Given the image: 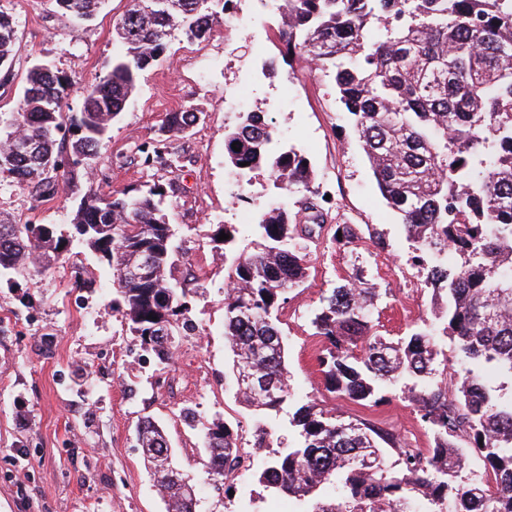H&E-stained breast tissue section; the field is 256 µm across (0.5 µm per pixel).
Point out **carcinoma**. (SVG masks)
Masks as SVG:
<instances>
[{"mask_svg": "<svg viewBox=\"0 0 512 512\" xmlns=\"http://www.w3.org/2000/svg\"><path fill=\"white\" fill-rule=\"evenodd\" d=\"M64 14L91 20L103 0H54ZM145 12L129 0L116 22L126 51L84 88L82 112L67 116L63 100L76 81L46 63L34 64L17 111L0 114V175L47 191L72 189L81 169L68 160L98 157L110 123L137 88L139 74L159 60L175 29L207 38L229 0H168ZM279 40L288 58L332 67L339 101L351 117L378 188L414 243L412 261L447 301L440 327L416 329L396 342L372 324L376 289L355 275L321 295L311 318L324 349L326 391L354 404H377L400 376L413 380L409 398L434 446H401L394 434L346 422L304 403L292 414L299 443L272 458L258 481L306 504L305 512H512V396L490 389L474 369L453 392L424 380L435 371L437 336L453 339L460 357L512 377V0H284ZM13 18L0 12V68L10 65ZM194 110L170 112L167 131L183 133ZM36 139L37 158L14 152L12 137ZM240 151H235L232 144ZM227 162L241 173L263 169L288 196L301 194L298 214L285 207L259 218L263 250L236 257L224 288V336L232 372L246 368L237 394L256 411L291 397L278 312L305 284L308 254L301 239L320 234L329 213L311 189L312 170L294 150L274 146L264 116L248 112L224 133ZM166 191L155 184L136 195L83 196L70 224L0 223V278L46 272L76 246L95 253L111 273L112 310L160 365L172 359L186 295L170 282L174 237ZM357 240L351 224L330 237L338 248ZM457 263L448 266V250ZM155 316L152 321L148 316ZM180 419L204 440V480L224 488L241 466L237 435L220 416L202 422L190 408ZM137 444L166 512H196V497L175 469L165 432L144 417ZM401 468L385 466L387 449ZM492 472L494 491L468 475L467 452ZM339 482L326 500L320 489Z\"/></svg>", "mask_w": 512, "mask_h": 512, "instance_id": "carcinoma-1", "label": "carcinoma"}]
</instances>
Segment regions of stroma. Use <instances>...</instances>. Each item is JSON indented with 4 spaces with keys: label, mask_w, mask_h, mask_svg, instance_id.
Here are the masks:
<instances>
[{
    "label": "stroma",
    "mask_w": 512,
    "mask_h": 512,
    "mask_svg": "<svg viewBox=\"0 0 512 512\" xmlns=\"http://www.w3.org/2000/svg\"><path fill=\"white\" fill-rule=\"evenodd\" d=\"M127 0H104L97 16L77 25L50 0H0L16 22L12 63L0 69V112L16 111L28 70L39 61L77 81L63 101L83 108L82 85L106 74L121 45L115 19ZM275 0H234L228 23L202 41L173 32L158 62L112 121L91 175L72 194L36 192L33 184L0 177V219L14 224L69 223L86 194H137L153 184L167 192L175 230L171 282L186 294L195 329L178 336L172 361L158 368L111 300L106 267L74 248L38 281L0 280V512H165L136 446V425L153 418L176 450L177 464L199 482L197 512H300L296 499L271 493L253 477L274 452L295 444L289 421L313 401L343 416L390 430L399 443L428 448L432 440L401 390L359 406L324 388L323 348L310 316L323 292L362 273L380 293L373 322L391 340L432 320L433 291L410 261L412 244L388 207L336 98L331 73L297 61L285 64ZM196 108L186 133L164 129L167 113ZM263 113L277 141L305 156L324 208L363 237L348 249L309 246L306 284L289 292L279 312L292 397L254 412L228 379L224 282L231 258L258 251L256 217L281 197L264 171L238 174L225 161L224 132L243 113ZM232 225L234 239L217 252L214 237ZM382 233L375 248L367 230ZM208 419L221 415L251 459L234 476L232 494L201 484L203 442L179 418L182 408Z\"/></svg>",
    "instance_id": "35a3bbf8"
}]
</instances>
